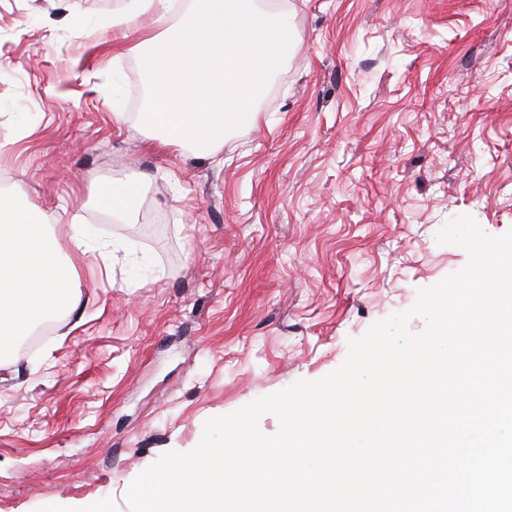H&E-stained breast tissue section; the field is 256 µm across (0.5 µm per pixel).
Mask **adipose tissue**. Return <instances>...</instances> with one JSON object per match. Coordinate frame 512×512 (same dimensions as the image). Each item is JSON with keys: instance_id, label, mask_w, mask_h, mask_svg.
<instances>
[{"instance_id": "obj_1", "label": "adipose tissue", "mask_w": 512, "mask_h": 512, "mask_svg": "<svg viewBox=\"0 0 512 512\" xmlns=\"http://www.w3.org/2000/svg\"><path fill=\"white\" fill-rule=\"evenodd\" d=\"M174 0H131L119 22L130 30L153 12L158 32L144 44L150 91L132 128L157 133L164 146L206 151L227 130L252 121L272 73L294 49L288 17L257 0H191L176 25ZM63 248L48 220L13 190L0 188V351L41 322L76 311L77 265L88 253L111 254L83 224Z\"/></svg>"}]
</instances>
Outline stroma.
Returning <instances> with one entry per match:
<instances>
[{
	"label": "stroma",
	"instance_id": "1",
	"mask_svg": "<svg viewBox=\"0 0 512 512\" xmlns=\"http://www.w3.org/2000/svg\"><path fill=\"white\" fill-rule=\"evenodd\" d=\"M127 2L0 0V186L60 239L123 245L80 263L78 315L0 359V512H130L208 419L323 378L463 268L449 220L512 230V0H280L296 49L208 153L131 129L138 35L70 34ZM138 172L132 212L104 215Z\"/></svg>",
	"mask_w": 512,
	"mask_h": 512
}]
</instances>
